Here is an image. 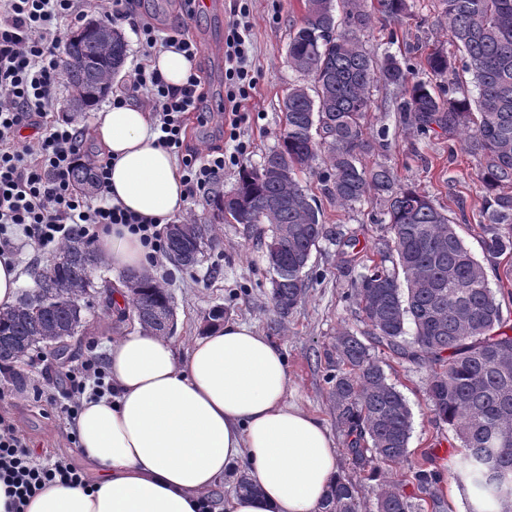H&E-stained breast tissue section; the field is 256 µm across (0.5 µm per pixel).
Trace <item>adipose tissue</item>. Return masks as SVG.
Segmentation results:
<instances>
[{"mask_svg":"<svg viewBox=\"0 0 512 512\" xmlns=\"http://www.w3.org/2000/svg\"><path fill=\"white\" fill-rule=\"evenodd\" d=\"M148 112H98L113 205L165 225L186 191ZM113 269L148 272V250L120 224L100 234ZM112 392L84 398L73 422L91 485L53 483L26 512H321L338 462L328 427L288 398L281 350L254 327L216 324L185 355L135 327L107 349ZM255 486L237 487L240 476Z\"/></svg>","mask_w":512,"mask_h":512,"instance_id":"adipose-tissue-1","label":"adipose tissue"}]
</instances>
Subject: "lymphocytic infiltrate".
Listing matches in <instances>:
<instances>
[{
	"instance_id": "lymphocytic-infiltrate-1",
	"label": "lymphocytic infiltrate",
	"mask_w": 512,
	"mask_h": 512,
	"mask_svg": "<svg viewBox=\"0 0 512 512\" xmlns=\"http://www.w3.org/2000/svg\"><path fill=\"white\" fill-rule=\"evenodd\" d=\"M84 0H0V226L23 227L26 237L44 247L80 233L95 240L98 232L111 224L129 225L140 233L152 251L165 246L164 230L150 219L126 212L110 204L107 159H93L97 175L96 203H88L72 191L71 171L82 159V135L67 122L53 117L56 89L63 58L61 20H77ZM229 26L225 37L224 75L238 84L228 92L224 110L238 116L247 98L249 78L248 41L250 25L245 8ZM103 19L108 23H128L138 37L140 61L128 77L127 88L113 94V105L125 104L130 93L141 94L142 104L154 116L157 143L166 149L181 148L185 141L187 114L198 111L203 100L198 75H190L179 87L169 85L151 66L162 49L174 46L190 59L199 48L181 29L162 37L150 21L137 16L132 0H106ZM38 127L37 137L24 147L15 141L21 128ZM182 180L188 196H196L224 170V153L214 150L206 156L190 152L182 157ZM105 371L101 361L87 362L69 371L70 404L67 418H75L85 392L105 391ZM0 473L13 487L18 512L47 485L62 480L81 483V475L62 461H40L32 457L12 426L0 417Z\"/></svg>"
}]
</instances>
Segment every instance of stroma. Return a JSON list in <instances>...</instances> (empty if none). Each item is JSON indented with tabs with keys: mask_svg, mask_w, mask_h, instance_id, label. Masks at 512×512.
<instances>
[{
	"mask_svg": "<svg viewBox=\"0 0 512 512\" xmlns=\"http://www.w3.org/2000/svg\"><path fill=\"white\" fill-rule=\"evenodd\" d=\"M409 15L395 23H375L363 37L365 48L375 57L385 53L410 57L413 77L428 80L425 50L444 45L443 29L435 26L438 0H411ZM249 10V50L253 87L237 128L224 120L227 91L224 67L215 62L211 47L224 44L233 10ZM136 13L150 17L160 31L188 30L200 44L199 59L205 99L200 112L186 119L187 143L200 153L224 151V171L216 181L231 191L242 165H259L263 155L278 143L281 132V100L299 80L287 62L289 31L303 13L302 0H199L195 16L182 14L177 0H135ZM374 107L368 133L375 151L365 165L381 162L400 184L414 185L435 204L445 207L458 232L475 257H482L480 224L483 223V190L478 180L479 160L462 147L459 138L443 132L416 136L406 131L397 112L391 88L373 91ZM323 222L340 226L357 237L363 255L378 258L388 235L380 222L383 202L373 200L349 208L320 200ZM157 278L175 302V329L171 340L178 351H187L208 327L206 316L223 307L228 320L250 323L281 349L290 379L293 401L322 419L334 439L339 472L353 477L360 499L375 502L385 483L403 485L409 495L417 489L409 482L411 472L421 468L441 473L436 490L451 512H467L472 501L470 487L452 477L460 442L448 424L436 420L426 388L430 370L389 351L376 349L375 356L389 381L405 396L412 412V433L407 462L383 467L380 475L359 472L347 451L348 439L336 425L330 407V373L324 350L336 331L345 327L362 333L364 326L350 297L352 284L365 271L364 263L343 266L334 241H322L307 267L309 288L303 302L288 318L277 317L270 301L271 283L263 252L250 229L241 224L221 225L214 245L206 248L198 263L178 269L157 255L152 263ZM121 272L104 266L94 275L97 287L89 298L82 333L71 339L68 356L59 360L49 349L30 352L23 363L0 370V415L10 418L16 432L25 438L40 460L67 459L82 468L81 450L73 430L60 413L67 403L69 369L104 357L112 338L136 325L133 312L113 314L107 284L123 283Z\"/></svg>",
	"mask_w": 512,
	"mask_h": 512,
	"instance_id": "obj_1",
	"label": "stroma"
}]
</instances>
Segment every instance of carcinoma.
Here are the masks:
<instances>
[{
    "instance_id": "1",
    "label": "carcinoma",
    "mask_w": 512,
    "mask_h": 512,
    "mask_svg": "<svg viewBox=\"0 0 512 512\" xmlns=\"http://www.w3.org/2000/svg\"><path fill=\"white\" fill-rule=\"evenodd\" d=\"M304 2L288 42V64L303 82L283 97L278 145L260 166L241 167L235 209L225 211L219 194L213 199L217 221L182 222L189 237L180 241L166 230L168 258L179 267L195 265L224 222L260 229L272 307L285 318L305 298L306 267L329 236L300 175H317L323 193L341 207L383 201L390 243L354 284L367 341L344 329L329 353L336 425L346 433L355 468L378 473L406 461L412 412L372 351L383 347L426 364L432 411L454 429L463 449L454 479L486 500L468 512H512V334L504 330L502 306L448 214L414 187L396 184L385 165L361 164L372 150L366 136L371 92L382 83L399 91L396 110L411 129L465 133L486 191L480 225L485 257L512 256V0H439L437 24L462 52L477 88L474 98L460 93L455 62L444 48L424 56L434 84L410 81L409 67L397 56L377 60L364 49L361 35L374 19L399 20L410 9L408 0H340V17L334 0ZM125 57L122 33L108 24L89 21L69 35L60 73L77 109L89 112L102 100ZM71 183L83 195L93 193L92 165L74 167ZM104 264L103 255L75 234L61 243L50 268L33 269L37 300L22 295L0 310V364H19L40 345L64 354L63 337L82 327L91 275ZM126 282L133 283L130 303L140 325L167 335L165 320L174 308L169 290L147 273H131ZM409 324L415 329L410 343ZM412 479L429 492L431 508L439 507L432 488L440 476L418 469ZM413 509L412 496L396 484L384 485L371 506L357 497L351 479L340 476L322 512Z\"/></svg>"
}]
</instances>
